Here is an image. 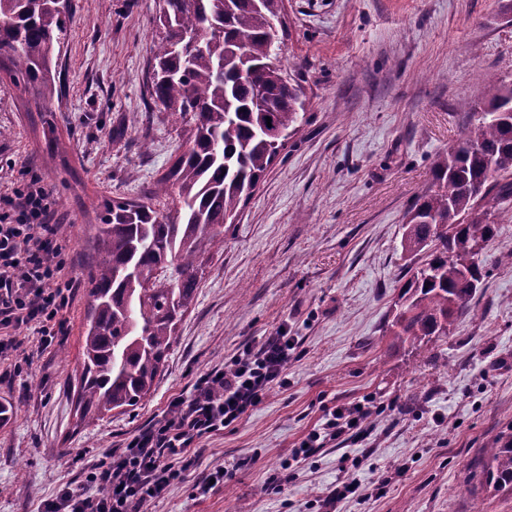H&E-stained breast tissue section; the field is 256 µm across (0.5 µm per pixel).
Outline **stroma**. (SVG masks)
Returning a JSON list of instances; mask_svg holds the SVG:
<instances>
[{
    "instance_id": "obj_1",
    "label": "stroma",
    "mask_w": 512,
    "mask_h": 512,
    "mask_svg": "<svg viewBox=\"0 0 512 512\" xmlns=\"http://www.w3.org/2000/svg\"><path fill=\"white\" fill-rule=\"evenodd\" d=\"M158 0H66V36L44 93L0 81V195L27 172L79 285L52 346L21 329L31 361L0 356V512H41L87 463L161 419L197 378L280 330L298 339L286 384L233 429L191 449L183 482L150 512H512L486 488V449L512 439V210L497 220L488 275L453 333L414 348L384 335L405 280L401 224L435 155L462 135L489 85L512 80L501 0H284V62L306 114L223 241L211 249L165 368L137 406L82 427L74 376L90 309L102 199L142 200L183 140L150 95ZM371 396L367 439L302 462L297 444L328 409ZM224 486L196 495L217 467ZM354 473L378 497L335 504ZM285 478L280 494L268 482Z\"/></svg>"
}]
</instances>
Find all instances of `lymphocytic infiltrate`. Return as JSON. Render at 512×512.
I'll return each instance as SVG.
<instances>
[{
	"label": "lymphocytic infiltrate",
	"instance_id": "f902f5d3",
	"mask_svg": "<svg viewBox=\"0 0 512 512\" xmlns=\"http://www.w3.org/2000/svg\"><path fill=\"white\" fill-rule=\"evenodd\" d=\"M51 194L38 176L0 196V354L17 350L21 326L37 325L42 347L56 339L57 317L76 288L63 280L64 248L51 224ZM298 340L279 331L234 354L223 367L208 370L189 396L178 397L171 415L132 435L121 446L105 449L83 472L80 488L63 486L46 501L43 512H141L183 481L189 467L182 452L204 435L238 424L276 385L291 361ZM374 400L329 412L321 428L310 432L295 450L310 458L319 448L368 438Z\"/></svg>",
	"mask_w": 512,
	"mask_h": 512
}]
</instances>
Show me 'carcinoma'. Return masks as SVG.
<instances>
[{
	"label": "carcinoma",
	"mask_w": 512,
	"mask_h": 512,
	"mask_svg": "<svg viewBox=\"0 0 512 512\" xmlns=\"http://www.w3.org/2000/svg\"><path fill=\"white\" fill-rule=\"evenodd\" d=\"M155 103L188 128L150 202L104 199L77 385L86 425L146 398L161 375L224 226L234 223L303 119L273 22L283 0H160ZM65 25L57 0H0V71L45 79ZM201 37L191 50H174ZM512 204V82L489 87L459 141L438 152L430 187L408 207L409 269L386 333L415 346L452 332L486 277L483 251ZM488 485L512 489V440L488 449Z\"/></svg>",
	"instance_id": "obj_1"
}]
</instances>
